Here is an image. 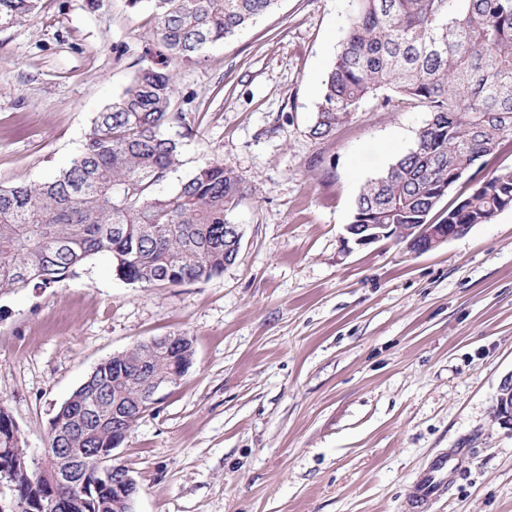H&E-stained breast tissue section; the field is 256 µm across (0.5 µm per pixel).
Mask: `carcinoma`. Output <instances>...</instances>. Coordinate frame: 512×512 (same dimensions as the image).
<instances>
[{"mask_svg": "<svg viewBox=\"0 0 512 512\" xmlns=\"http://www.w3.org/2000/svg\"><path fill=\"white\" fill-rule=\"evenodd\" d=\"M336 58L323 80L310 134L329 137L370 96L391 93L424 106L430 119L413 148L360 187L352 223L391 224L397 243L424 224L446 190L461 179L473 188L448 206L449 224H487L512 209V167L476 178L481 160L512 138V0H352ZM145 9L163 56L197 63L208 46L234 36L273 11L278 0H126ZM41 0H0V25L20 24ZM176 73L141 65L122 93L93 120L82 150L52 179L0 186V297L20 288H48L107 254L118 278L143 288L208 280L234 264L239 249L224 233L248 187L245 179L205 159L169 194L183 143L163 129L188 128L175 109ZM187 336L167 352L136 344L101 363L56 412L50 447L54 467L78 473L84 494L36 475L19 428L0 404V484L15 462L29 478L10 482L16 512L54 501L50 512H112L116 489L83 469L65 448L112 453L140 413L112 426V404L135 406L143 364L159 376L192 363Z\"/></svg>", "mask_w": 512, "mask_h": 512, "instance_id": "carcinoma-1", "label": "carcinoma"}]
</instances>
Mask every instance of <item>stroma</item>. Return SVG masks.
Instances as JSON below:
<instances>
[{
    "instance_id": "35a3bbf8",
    "label": "stroma",
    "mask_w": 512,
    "mask_h": 512,
    "mask_svg": "<svg viewBox=\"0 0 512 512\" xmlns=\"http://www.w3.org/2000/svg\"><path fill=\"white\" fill-rule=\"evenodd\" d=\"M350 9L279 0L176 68L192 132L165 191L212 157L250 187L222 275L142 288L98 255L0 298V405L32 454L99 363L186 336L191 367L115 451L137 512H405L427 462L460 449L431 512H512V429L496 412L512 373V209L421 254L349 242L360 186L430 118L370 99L311 136ZM154 48L147 13L124 0H41L0 26V185L67 167Z\"/></svg>"
}]
</instances>
